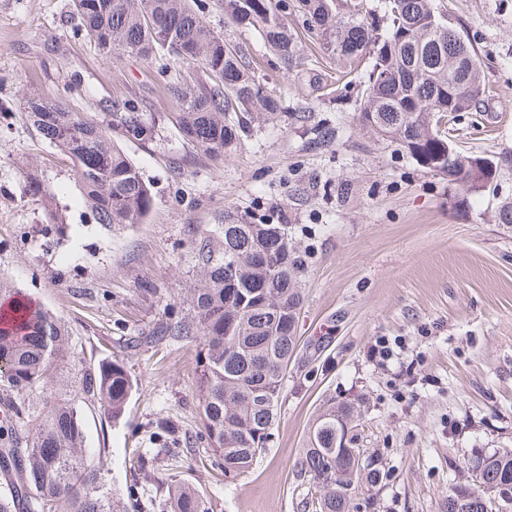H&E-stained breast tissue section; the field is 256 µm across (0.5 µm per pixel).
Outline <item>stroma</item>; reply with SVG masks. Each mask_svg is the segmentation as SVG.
I'll list each match as a JSON object with an SVG mask.
<instances>
[{"label":"stroma","mask_w":512,"mask_h":512,"mask_svg":"<svg viewBox=\"0 0 512 512\" xmlns=\"http://www.w3.org/2000/svg\"><path fill=\"white\" fill-rule=\"evenodd\" d=\"M448 19L482 59L486 93L448 116L466 154L512 157V0H444ZM204 20L259 63L288 109L222 159L183 142L172 125L153 141L121 139L156 204L142 223H95L70 161L28 123V93L108 120L114 101L151 116L175 111L169 84L191 70L157 56L106 62L78 33L72 0H0V277L60 317L69 374L118 355L135 387L119 421L80 403L87 447L100 450L121 502L158 499V481L193 483L213 512H313L297 461L318 417L355 406L360 447L378 456L375 486L353 492L359 512H448V489L471 486L475 452L512 448V224L496 220L512 198V168L481 192L448 183L399 144L363 129L355 112L365 70L339 77L334 58L304 38L336 93L323 97L289 72L254 33L225 25L220 0ZM333 128L329 145L310 130ZM35 172L29 185L22 174ZM271 218L304 264L300 346L288 366L272 438L247 472L226 479L197 440L199 337L153 336L168 317H190L198 285L194 248L217 224ZM385 337L393 355L370 359ZM194 443L192 455L152 446L156 421ZM151 449L153 472L131 466Z\"/></svg>","instance_id":"obj_1"}]
</instances>
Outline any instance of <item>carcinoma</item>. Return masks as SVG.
Returning <instances> with one entry per match:
<instances>
[{"label":"carcinoma","mask_w":512,"mask_h":512,"mask_svg":"<svg viewBox=\"0 0 512 512\" xmlns=\"http://www.w3.org/2000/svg\"><path fill=\"white\" fill-rule=\"evenodd\" d=\"M81 28L104 60L135 55L149 61L160 52L193 64L202 77L176 83L168 92L177 111L166 121L203 154L221 158L253 124L285 110L267 90L258 69L222 31L200 15L198 0H73ZM224 19L254 30L287 71L307 69L299 35L277 0H222ZM308 33L339 62L342 76L364 61L370 66L356 100L361 126L398 142L417 162L448 176V183L481 191L484 169H458L441 123L463 112L484 93L476 50L444 20L435 0H385V31L364 19V0H295ZM24 112L40 136L72 164L97 224H139L154 196L138 167L116 143L152 138L156 121L145 122L136 106L112 105L103 124L56 100L30 93ZM200 287L190 293L192 319L160 323L155 336H198L205 350L197 381L202 438L220 451L214 465L247 471L272 437L275 410L298 339L291 320L300 311L303 262L282 224L250 220L228 234L220 224L194 252ZM235 271L243 293L226 291ZM0 512H129L107 486L101 456L85 448L77 402L99 404L116 421L126 409L134 380L123 357L111 356L84 370L78 395L54 389L67 361L68 330L60 318L29 295L0 280ZM354 406L326 410L315 440L300 458V477L321 494L320 512H354L336 492V474L349 470L347 455L333 451L337 420H352ZM482 478L512 486V448L485 465ZM162 512H212L190 483L166 484Z\"/></svg>","instance_id":"cac0c4a2"}]
</instances>
